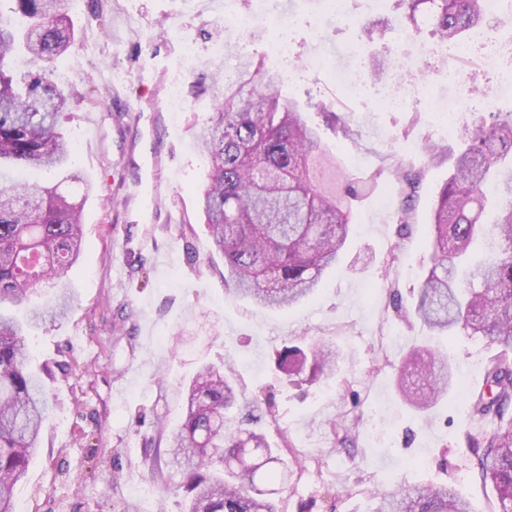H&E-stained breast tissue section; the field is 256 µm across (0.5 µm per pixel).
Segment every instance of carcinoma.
I'll return each instance as SVG.
<instances>
[{
    "mask_svg": "<svg viewBox=\"0 0 512 512\" xmlns=\"http://www.w3.org/2000/svg\"><path fill=\"white\" fill-rule=\"evenodd\" d=\"M403 30L425 25L442 45L490 26L484 0H399ZM68 0H0V168L55 174L50 186L0 177V307H27L19 317L0 311V512H12L15 486L26 475L47 422L48 401L29 365V331L66 313L64 288L82 252L83 207L62 186L91 182L72 164L73 146L59 117L70 93L55 80V63L75 39ZM35 58L37 72L26 68ZM213 112L197 133L209 163L199 206L224 283L265 308H283L314 295L337 266L350 231L356 181L322 149L318 130L297 101L279 91L281 76L242 60L234 82L217 84ZM512 113L490 112L465 130L431 217L432 253L414 301V315L434 336L458 328L499 348L472 395L471 418L490 427L467 436L499 512H512ZM405 192L396 223L412 221L411 198L421 175L402 166ZM55 289V303L29 306L38 287ZM339 352L327 344L285 345L275 367L308 381L336 372ZM231 364L206 362L186 385L183 419L168 440L187 498L185 512H277L263 471L278 449L255 425L257 400H247ZM456 385L440 348L415 346L403 359V400L428 410ZM365 512H470L452 485L407 486L372 494Z\"/></svg>",
    "mask_w": 512,
    "mask_h": 512,
    "instance_id": "carcinoma-1",
    "label": "carcinoma"
}]
</instances>
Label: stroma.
<instances>
[{
	"instance_id": "1",
	"label": "stroma",
	"mask_w": 512,
	"mask_h": 512,
	"mask_svg": "<svg viewBox=\"0 0 512 512\" xmlns=\"http://www.w3.org/2000/svg\"><path fill=\"white\" fill-rule=\"evenodd\" d=\"M224 2L82 0L72 11L75 41L57 64L71 92L61 126L93 190L83 209V255L68 283L72 307L29 338L33 365L52 372L45 381L51 412L12 512H122L127 505L183 512L178 475L150 481L146 447L158 425L177 428L185 384L198 366L227 355L246 397L260 399L261 425L285 461L274 484L279 512H362L372 492L440 482L456 485L474 512H497L467 443L484 426L465 407L495 348L457 332L447 355L459 385L427 411L406 404L397 387L402 357L432 342L408 310L430 265L432 207L460 137L433 127L424 102L384 110L376 90L392 83L398 63L435 74L448 58L421 56V44L432 39L426 28L405 39L386 27L365 39L362 24L393 15L396 0H347V24L327 15L326 0H273L271 31L288 33L299 60L317 37L337 65L360 68L357 95L343 93L321 69L281 90L305 104L326 103V112L306 111L323 147L344 173L377 187L355 202L339 268L316 295L284 310L261 308L226 290L224 259L198 208L205 164L195 132L213 90L189 81L178 122L161 108L183 37L194 39L207 73L233 66L243 51L266 59L262 40L246 43L240 30L224 27ZM374 61L383 67L377 83L367 72ZM330 111L347 116L357 137H337ZM428 141L443 149L431 163L419 152ZM397 162L421 173L403 232L395 221ZM312 342L342 350L339 370L288 383L275 368L276 350ZM75 360L83 375L71 372ZM343 431L350 439L344 448Z\"/></svg>"
}]
</instances>
